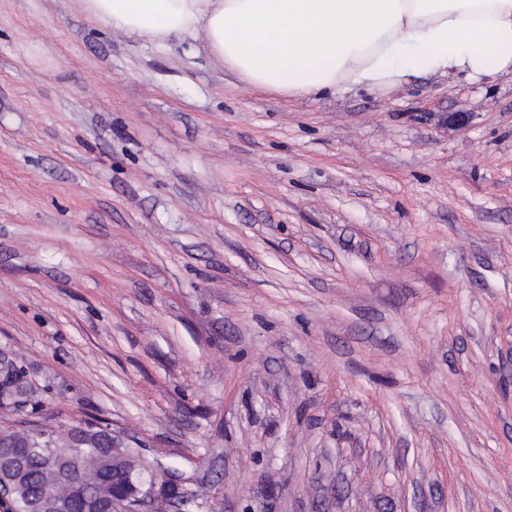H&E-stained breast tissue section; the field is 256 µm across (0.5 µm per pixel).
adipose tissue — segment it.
Segmentation results:
<instances>
[{
    "label": "adipose tissue",
    "instance_id": "1",
    "mask_svg": "<svg viewBox=\"0 0 512 512\" xmlns=\"http://www.w3.org/2000/svg\"><path fill=\"white\" fill-rule=\"evenodd\" d=\"M100 27L202 39L251 87L317 97L512 74V0H82Z\"/></svg>",
    "mask_w": 512,
    "mask_h": 512
}]
</instances>
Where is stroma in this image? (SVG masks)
<instances>
[{"label": "stroma", "mask_w": 512, "mask_h": 512, "mask_svg": "<svg viewBox=\"0 0 512 512\" xmlns=\"http://www.w3.org/2000/svg\"><path fill=\"white\" fill-rule=\"evenodd\" d=\"M0 353V426L187 512H512V78L288 97L0 0Z\"/></svg>", "instance_id": "35a3bbf8"}]
</instances>
